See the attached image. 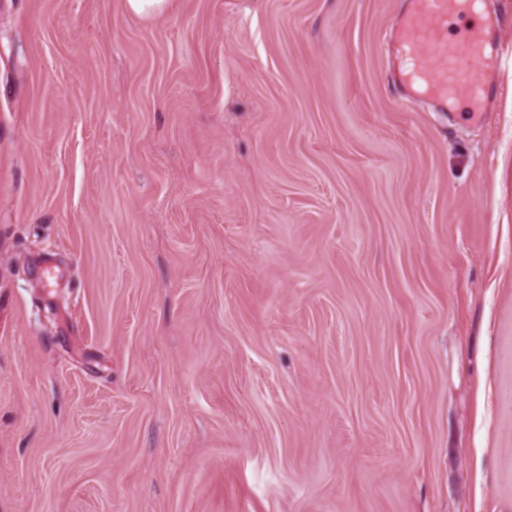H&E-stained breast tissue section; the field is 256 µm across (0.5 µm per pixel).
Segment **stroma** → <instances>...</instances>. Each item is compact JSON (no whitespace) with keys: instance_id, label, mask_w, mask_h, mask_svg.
Here are the masks:
<instances>
[{"instance_id":"1","label":"stroma","mask_w":512,"mask_h":512,"mask_svg":"<svg viewBox=\"0 0 512 512\" xmlns=\"http://www.w3.org/2000/svg\"><path fill=\"white\" fill-rule=\"evenodd\" d=\"M405 2L0 0V512H512V64ZM170 0H124L125 10L137 16L158 17L162 16L168 7ZM390 34L389 55L398 65L406 96L426 99L446 110L449 102L466 101L473 112H487L492 83L502 68L495 47L496 26L477 10L482 0H407ZM464 15L480 22L456 39L448 25Z\"/></svg>"}]
</instances>
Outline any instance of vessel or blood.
Here are the masks:
<instances>
[{
	"mask_svg": "<svg viewBox=\"0 0 512 512\" xmlns=\"http://www.w3.org/2000/svg\"><path fill=\"white\" fill-rule=\"evenodd\" d=\"M482 0H408L389 38L388 52L398 65L400 81L410 98L444 109L454 101L472 111H486L492 83L503 56L495 46L492 19L448 36L452 20L473 15Z\"/></svg>",
	"mask_w": 512,
	"mask_h": 512,
	"instance_id": "obj_1",
	"label": "vessel or blood"
}]
</instances>
